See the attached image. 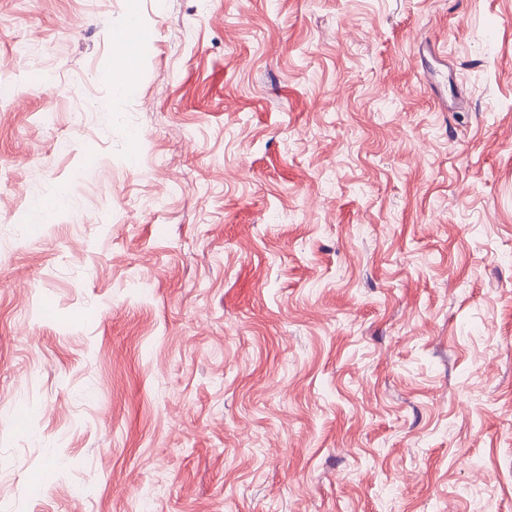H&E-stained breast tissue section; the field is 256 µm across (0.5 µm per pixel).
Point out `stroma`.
<instances>
[{"label": "stroma", "mask_w": 512, "mask_h": 512, "mask_svg": "<svg viewBox=\"0 0 512 512\" xmlns=\"http://www.w3.org/2000/svg\"><path fill=\"white\" fill-rule=\"evenodd\" d=\"M1 80L0 512H512V0H0ZM125 47H119L112 58V63L107 72L112 76L120 75L130 70L132 59L139 44L145 38V34L139 29L136 10H130L129 21L123 29Z\"/></svg>", "instance_id": "35a3bbf8"}]
</instances>
